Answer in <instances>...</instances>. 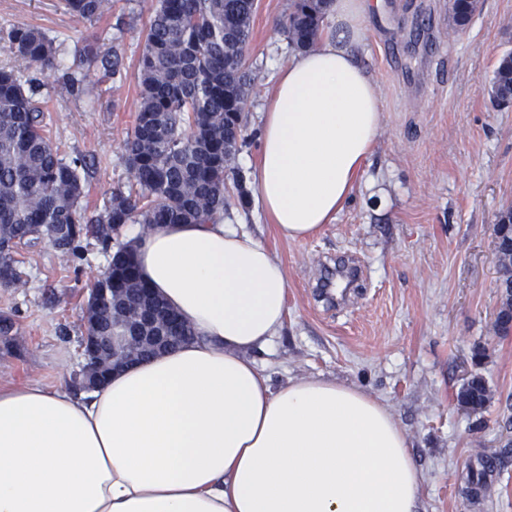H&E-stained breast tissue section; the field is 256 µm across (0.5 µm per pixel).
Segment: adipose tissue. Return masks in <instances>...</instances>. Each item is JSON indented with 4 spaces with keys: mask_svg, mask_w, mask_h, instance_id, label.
<instances>
[{
    "mask_svg": "<svg viewBox=\"0 0 512 512\" xmlns=\"http://www.w3.org/2000/svg\"><path fill=\"white\" fill-rule=\"evenodd\" d=\"M369 11L332 0L262 114L253 179L281 238L333 223L378 140L381 91L356 53ZM137 263L196 340L91 391L0 385V512H416L422 476L386 404L323 376L275 387L259 367L288 313L262 242L165 224Z\"/></svg>",
    "mask_w": 512,
    "mask_h": 512,
    "instance_id": "1",
    "label": "adipose tissue"
}]
</instances>
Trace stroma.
<instances>
[{
	"mask_svg": "<svg viewBox=\"0 0 512 512\" xmlns=\"http://www.w3.org/2000/svg\"><path fill=\"white\" fill-rule=\"evenodd\" d=\"M358 48L384 101L382 129L356 188L316 237L281 239L258 193L224 218L265 244L288 278V315L255 358L274 384L324 376L384 402L405 430L422 473L418 512H512V335L494 330L500 305L495 229L512 211V104L493 106L490 82L512 51V0H481L466 28L448 0H382ZM288 0H258L247 47L256 75L246 142L233 166L259 160V114L293 55L278 22ZM153 0H112L100 20L70 15L64 0H0V38L41 28L60 47L48 72L21 71L48 103L62 156L85 155L88 211L101 210L130 174L124 141L138 100L137 61ZM118 52L122 82L73 94L85 46ZM22 283L0 286V384L73 386L84 359L82 309L106 259L95 243L79 259L42 245L23 251ZM484 348L474 362L476 348ZM481 375L491 400L479 412L457 394Z\"/></svg>",
	"mask_w": 512,
	"mask_h": 512,
	"instance_id": "35a3bbf8",
	"label": "stroma"
}]
</instances>
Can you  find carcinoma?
Masks as SVG:
<instances>
[{
    "instance_id": "1",
    "label": "carcinoma",
    "mask_w": 512,
    "mask_h": 512,
    "mask_svg": "<svg viewBox=\"0 0 512 512\" xmlns=\"http://www.w3.org/2000/svg\"><path fill=\"white\" fill-rule=\"evenodd\" d=\"M327 0H288L280 30L293 51L313 47L322 32ZM111 0H65L68 12L97 21ZM256 0H155L138 59L139 103L124 144L130 183L117 186L100 212L81 204L86 159L60 157L49 136L45 106L19 78L31 65L56 67L54 40L35 27L16 26L7 34L13 65L0 67V284L21 279L15 254L46 243L79 257L83 242L94 238L107 256L96 288L112 281L127 295L147 287L135 261L136 242H114V225L206 224L224 215L249 192L232 167L246 142L232 129V113L243 112L256 77L246 64ZM454 23L465 28L475 14L473 0H451ZM80 77H68L61 91L122 77V58L89 48ZM490 96L512 101V52L501 58ZM119 310L106 304L93 314L90 330L108 336ZM184 343L193 337L177 314L169 326ZM458 400L477 411L488 402L485 380L472 376Z\"/></svg>"
}]
</instances>
